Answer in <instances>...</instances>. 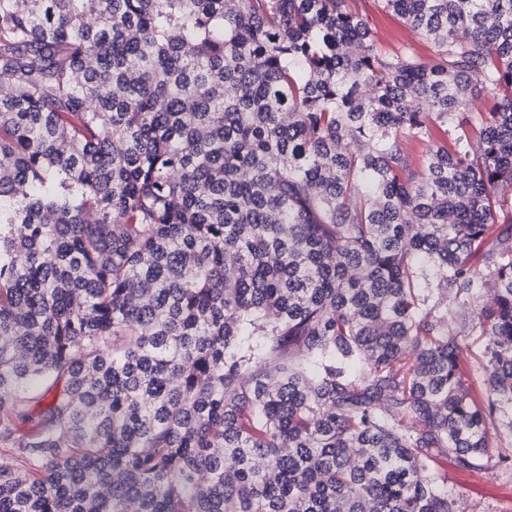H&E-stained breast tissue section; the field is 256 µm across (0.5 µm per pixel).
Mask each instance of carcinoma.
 <instances>
[{
    "instance_id": "1",
    "label": "carcinoma",
    "mask_w": 512,
    "mask_h": 512,
    "mask_svg": "<svg viewBox=\"0 0 512 512\" xmlns=\"http://www.w3.org/2000/svg\"><path fill=\"white\" fill-rule=\"evenodd\" d=\"M381 4L429 59L351 0H0V512H457L438 458L512 436V0ZM355 4L381 46L404 47L421 58L432 55L430 42L410 28L403 18L385 11L379 0H356ZM429 288H433L434 292V300L439 303L440 308H448L451 310V313L448 315V332L449 336L457 337L460 339L463 336H466L467 330L466 326L468 321L464 320V316L462 311L453 303L450 302L448 299V291L444 290H437L436 282H431L429 285Z\"/></svg>"
}]
</instances>
